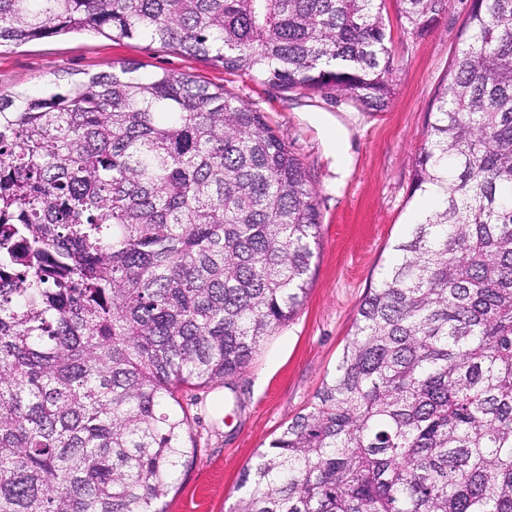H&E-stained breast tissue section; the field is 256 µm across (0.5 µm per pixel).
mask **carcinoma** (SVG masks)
I'll list each match as a JSON object with an SVG mask.
<instances>
[{
  "label": "carcinoma",
  "mask_w": 512,
  "mask_h": 512,
  "mask_svg": "<svg viewBox=\"0 0 512 512\" xmlns=\"http://www.w3.org/2000/svg\"><path fill=\"white\" fill-rule=\"evenodd\" d=\"M420 36L449 0H400ZM385 0H0V46L148 38L283 91L393 96ZM392 247L333 374L232 512H512V0H471ZM309 173L219 88L124 63L0 97V512H165L183 388L306 298Z\"/></svg>",
  "instance_id": "carcinoma-1"
}]
</instances>
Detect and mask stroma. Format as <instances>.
Listing matches in <instances>:
<instances>
[{
  "instance_id": "1",
  "label": "stroma",
  "mask_w": 512,
  "mask_h": 512,
  "mask_svg": "<svg viewBox=\"0 0 512 512\" xmlns=\"http://www.w3.org/2000/svg\"><path fill=\"white\" fill-rule=\"evenodd\" d=\"M470 0H450L428 34L407 33L400 0H386L394 96L381 112L305 91L281 92L254 76L150 41L66 35L0 48V94L38 92L123 63L164 69L223 88L284 134L316 190L321 234L303 307L268 336L230 385L188 388L194 457L177 473L167 512H229L243 470L314 400L336 367L369 288L376 285L411 213L414 162L425 143L435 93L459 50ZM350 133L353 170L341 177L332 123Z\"/></svg>"
}]
</instances>
